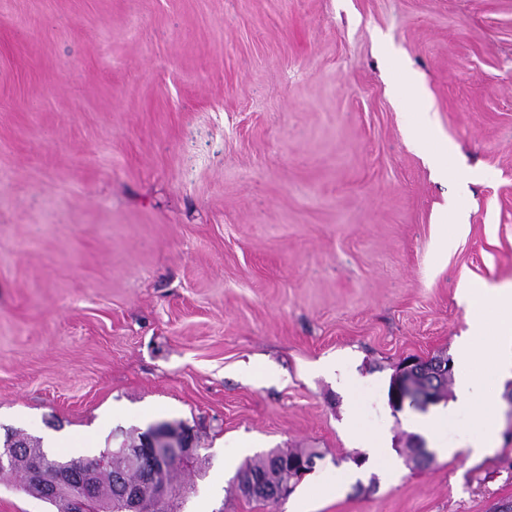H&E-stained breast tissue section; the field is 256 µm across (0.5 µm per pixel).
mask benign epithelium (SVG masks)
Wrapping results in <instances>:
<instances>
[{
	"mask_svg": "<svg viewBox=\"0 0 512 512\" xmlns=\"http://www.w3.org/2000/svg\"><path fill=\"white\" fill-rule=\"evenodd\" d=\"M452 369V363L443 362L432 373L425 372L415 357H407L398 365L393 376L389 405L396 412L405 407L424 410L438 402L435 385L442 376ZM408 456L415 464L431 458L423 443L412 437L407 443ZM119 451L124 455L128 468L143 474V479L133 482L123 474L117 476L121 493L114 503L115 512H143L144 488H149L153 501L161 506L167 503L177 490L167 479L170 469H192L199 460L200 453L191 431L183 432L182 437H169L161 434V429L153 427L145 432L134 445L121 443ZM112 466V453H105L91 459L75 460L69 463L47 459L32 460L26 472V493L37 498H52L60 493H68L67 512H98L100 510L96 486L99 472ZM276 468L287 476V482L278 487H269L254 477L241 478V485L250 498L265 499L272 495L284 498L310 474L315 461L305 456L279 454L275 457Z\"/></svg>",
	"mask_w": 512,
	"mask_h": 512,
	"instance_id": "obj_1",
	"label": "benign epithelium"
}]
</instances>
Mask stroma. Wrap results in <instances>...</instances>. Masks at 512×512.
I'll return each mask as SVG.
<instances>
[{
  "label": "stroma",
  "instance_id": "35a3bbf8",
  "mask_svg": "<svg viewBox=\"0 0 512 512\" xmlns=\"http://www.w3.org/2000/svg\"><path fill=\"white\" fill-rule=\"evenodd\" d=\"M511 282L512 0H0L1 433L184 423L180 512H503L512 379L471 371L495 453L461 412L426 468L388 388ZM296 452H288L286 454L271 453L267 456H258V460L254 463L247 462L245 467H242L238 473L244 472L245 474H252L253 477H241V485L250 498L265 499L272 495L278 498L264 500L270 504H278L282 499L289 495L302 480L310 474L315 467V459L309 461L305 456H292L288 455ZM279 454V455H277ZM275 457V466L288 477L287 482L281 483L278 487H269L264 482L257 480L254 477H260L265 481L271 482L274 485L278 484L279 478L272 466L273 457Z\"/></svg>",
  "mask_w": 512,
  "mask_h": 512
}]
</instances>
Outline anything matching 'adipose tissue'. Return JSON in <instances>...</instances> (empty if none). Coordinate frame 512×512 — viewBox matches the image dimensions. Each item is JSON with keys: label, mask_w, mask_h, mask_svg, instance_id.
<instances>
[{"label": "adipose tissue", "mask_w": 512, "mask_h": 512, "mask_svg": "<svg viewBox=\"0 0 512 512\" xmlns=\"http://www.w3.org/2000/svg\"><path fill=\"white\" fill-rule=\"evenodd\" d=\"M483 297L492 302L495 314L489 318L474 317L470 335L461 337L458 342V357L474 365L482 360L484 354H491L495 374L501 378L512 371V284L489 286ZM457 391L461 406L468 410L482 430L480 438L473 442L470 453L474 456L484 455L491 451L496 431L492 406L497 392L491 389L482 395H475L472 381L466 376L459 380Z\"/></svg>", "instance_id": "adipose-tissue-1"}]
</instances>
